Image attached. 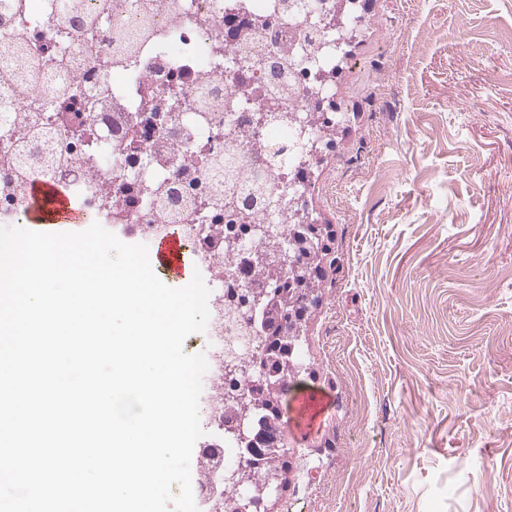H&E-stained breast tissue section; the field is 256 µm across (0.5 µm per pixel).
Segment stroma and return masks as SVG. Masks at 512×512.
I'll return each mask as SVG.
<instances>
[{
  "instance_id": "stroma-1",
  "label": "stroma",
  "mask_w": 512,
  "mask_h": 512,
  "mask_svg": "<svg viewBox=\"0 0 512 512\" xmlns=\"http://www.w3.org/2000/svg\"><path fill=\"white\" fill-rule=\"evenodd\" d=\"M349 11L268 512H512V0Z\"/></svg>"
}]
</instances>
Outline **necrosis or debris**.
Instances as JSON below:
<instances>
[{
  "label": "necrosis or debris",
  "instance_id": "1",
  "mask_svg": "<svg viewBox=\"0 0 512 512\" xmlns=\"http://www.w3.org/2000/svg\"><path fill=\"white\" fill-rule=\"evenodd\" d=\"M22 2L0 5V224L23 222L46 181L119 239L179 230L211 289L196 446L223 449L224 467L194 498L213 512L209 498L240 462L224 422L242 381L224 365L253 368L261 349L255 283L224 248L246 255L304 197L297 143L317 134L333 94L337 37L321 23L336 0H82L88 26L70 22L65 0ZM36 128L47 138H31ZM22 141L53 169L18 166Z\"/></svg>",
  "mask_w": 512,
  "mask_h": 512
}]
</instances>
